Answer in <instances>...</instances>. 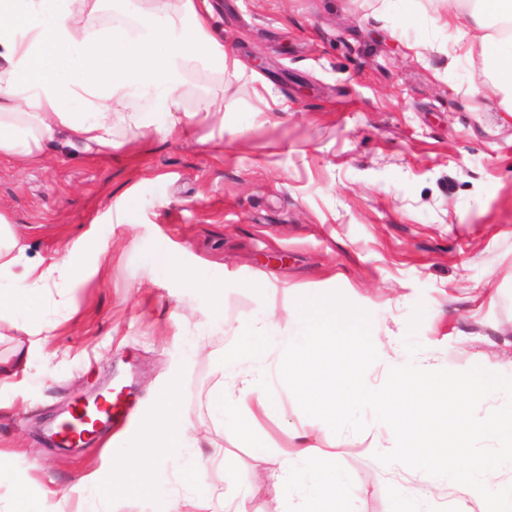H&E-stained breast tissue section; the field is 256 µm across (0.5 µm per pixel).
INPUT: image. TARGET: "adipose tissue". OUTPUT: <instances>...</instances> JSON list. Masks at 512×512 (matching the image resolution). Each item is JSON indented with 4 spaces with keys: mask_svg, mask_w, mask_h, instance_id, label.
I'll return each instance as SVG.
<instances>
[{
    "mask_svg": "<svg viewBox=\"0 0 512 512\" xmlns=\"http://www.w3.org/2000/svg\"><path fill=\"white\" fill-rule=\"evenodd\" d=\"M449 22L470 36L469 58L477 77L490 78L504 95V110L512 114V0H443ZM102 0H0V155L25 162L43 160L47 149L60 142L85 149L110 151L112 129L133 124L149 133L173 132L180 107L179 80L192 59L224 62V40L210 26L209 0H141L134 22L116 17L102 26L90 19ZM137 97L156 102L153 118L131 111ZM9 222L0 215V314L17 315L18 329L30 335L44 327L34 305L37 292H69L83 280L81 244L68 258L28 263L16 251ZM224 374L242 378L234 399L216 390L212 405L224 429L236 428L245 415L265 409L261 377L243 357L224 361ZM180 451V465L188 472L202 470L206 461L187 435L174 399L163 401L136 446L137 466L124 485L113 482L111 470L99 469L84 478L100 498L108 500L124 488L137 487L147 495L167 489L171 482L157 459L163 449ZM326 452L308 444L298 449L301 467L288 470V483L302 490L301 512L335 508L337 491L347 477L338 469L315 473L316 460ZM512 464V448L474 472L461 473L455 456H447L438 470L423 473L431 485L443 482L456 495L457 512H512V482L498 478L502 466Z\"/></svg>",
    "mask_w": 512,
    "mask_h": 512,
    "instance_id": "adipose-tissue-1",
    "label": "adipose tissue"
}]
</instances>
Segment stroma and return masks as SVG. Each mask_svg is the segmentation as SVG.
Wrapping results in <instances>:
<instances>
[{"instance_id":"stroma-1","label":"stroma","mask_w":512,"mask_h":512,"mask_svg":"<svg viewBox=\"0 0 512 512\" xmlns=\"http://www.w3.org/2000/svg\"><path fill=\"white\" fill-rule=\"evenodd\" d=\"M224 69L191 64L181 109L223 88L224 111L188 133L112 130L111 153L51 151L39 166L0 159V215L29 262L82 241L105 250L70 293L67 315L37 298L47 337L0 317V364L25 359L0 389V512L26 488L38 512H78L73 487L126 448L168 387L202 454L224 444L223 492L241 512H295L296 489L274 484L287 451L314 436L349 479L344 512H392L395 486L443 512L450 491L417 470L381 464L392 430L379 422L334 434L306 416L279 377L281 352L253 359L270 408L226 437L208 409L237 392L220 362L290 289L341 292L371 316L382 386L388 365L512 378V118L493 83L474 89L469 42L442 0H210ZM265 66L257 68L254 57ZM131 198L124 221L115 206ZM166 243L193 276L221 284L224 324L211 301L155 278L150 246ZM123 389L126 424L84 448L54 447L48 427L83 394ZM263 439L272 452L255 457ZM56 495L43 499V488Z\"/></svg>"}]
</instances>
